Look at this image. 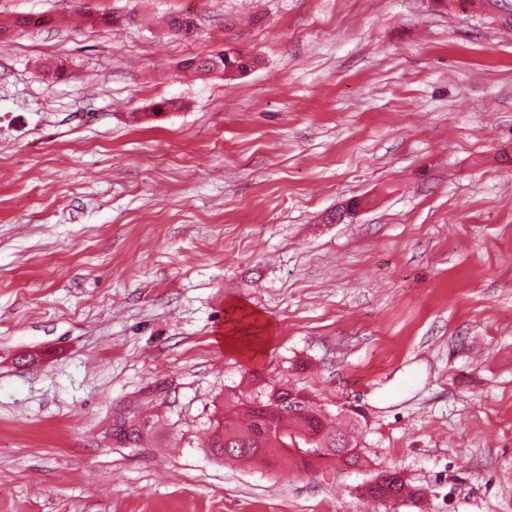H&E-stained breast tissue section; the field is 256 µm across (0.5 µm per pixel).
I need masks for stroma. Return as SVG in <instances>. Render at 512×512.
Instances as JSON below:
<instances>
[{
  "label": "stroma",
  "mask_w": 512,
  "mask_h": 512,
  "mask_svg": "<svg viewBox=\"0 0 512 512\" xmlns=\"http://www.w3.org/2000/svg\"><path fill=\"white\" fill-rule=\"evenodd\" d=\"M40 13L0 47V512H512L497 0H0ZM238 50L260 65L176 70ZM253 373L362 408L365 467L213 457ZM384 470L424 499L368 498ZM164 27L172 34L184 38H193L197 34V25L190 15L178 14L163 18ZM143 431H150L147 418H137L135 415L128 418L121 417L112 426V437L115 435L120 444L131 441L133 443L131 447H136L142 441Z\"/></svg>",
  "instance_id": "1"
}]
</instances>
